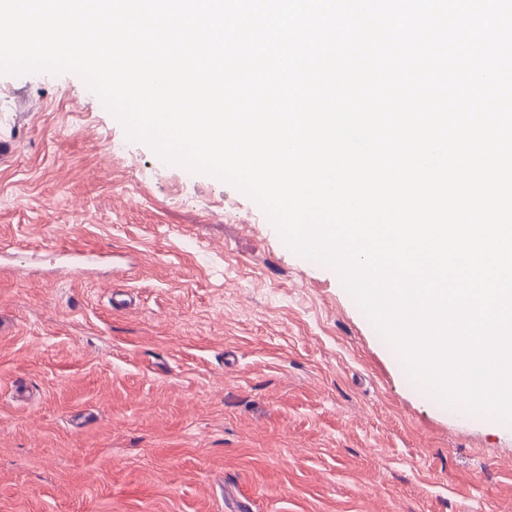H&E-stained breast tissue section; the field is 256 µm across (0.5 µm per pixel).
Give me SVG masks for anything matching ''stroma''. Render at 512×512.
I'll return each instance as SVG.
<instances>
[{
	"mask_svg": "<svg viewBox=\"0 0 512 512\" xmlns=\"http://www.w3.org/2000/svg\"><path fill=\"white\" fill-rule=\"evenodd\" d=\"M158 161L78 74H0V512H512V424Z\"/></svg>",
	"mask_w": 512,
	"mask_h": 512,
	"instance_id": "stroma-1",
	"label": "stroma"
}]
</instances>
